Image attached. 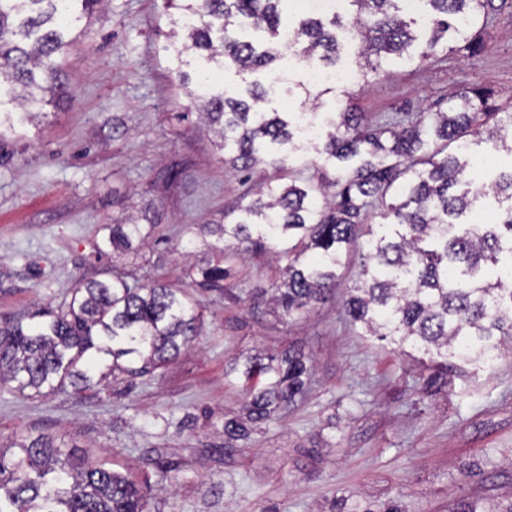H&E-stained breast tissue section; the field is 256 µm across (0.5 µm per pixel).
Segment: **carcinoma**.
Segmentation results:
<instances>
[{"label":"carcinoma","instance_id":"1","mask_svg":"<svg viewBox=\"0 0 512 512\" xmlns=\"http://www.w3.org/2000/svg\"><path fill=\"white\" fill-rule=\"evenodd\" d=\"M100 0H0V94L25 105L49 103L59 88L58 70L44 60L71 45L75 5ZM285 0H164L169 24L165 47L172 71L182 79L183 55L204 53L215 67L239 74H264L284 56L281 4ZM349 28L357 40L361 78L383 72L390 55L412 63L430 59L452 32L456 51L483 46L493 20L494 0H425L430 6L425 49L408 53L416 36L400 14L399 0H348ZM267 34L256 44L238 32L239 18ZM329 23L308 17L292 29V47L310 60L336 64L337 39ZM208 119L224 167L234 172L272 171L215 224L189 228L207 257L183 271L190 286L224 291L232 277V254H274L278 281L264 295L290 317L311 312L335 293L343 254L362 252L359 285L344 302L350 323L404 352H423L425 368L493 363L503 342L512 343V168L474 189L460 188L468 166L467 137L487 134L512 154V103H491L483 86L448 93V110L368 116L348 108L329 119L325 135L299 136L311 112H269V83L254 80L239 98L209 96L205 82L191 92ZM36 117L1 112L3 130ZM312 150L325 158L315 173L298 172L277 184L297 154ZM506 200L496 224L468 220L480 198ZM156 225L104 224L101 253L138 251ZM231 247L234 253L226 252ZM41 320L0 322V387L40 395L69 385L97 384L95 366L143 378L177 359L197 336L202 313L183 288L124 278L89 280L72 290L58 310ZM246 373L268 376L250 394L248 421L266 423L306 394L307 367L289 351L255 361ZM243 421L224 423V434L243 440ZM144 491L106 462L91 463L63 450L50 434L0 445V512H146Z\"/></svg>","mask_w":512,"mask_h":512}]
</instances>
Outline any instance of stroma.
Here are the masks:
<instances>
[{
	"label": "stroma",
	"mask_w": 512,
	"mask_h": 512,
	"mask_svg": "<svg viewBox=\"0 0 512 512\" xmlns=\"http://www.w3.org/2000/svg\"><path fill=\"white\" fill-rule=\"evenodd\" d=\"M163 0H99L58 63L60 87L38 124L0 135V317L56 308L79 281L122 273L184 287L186 225L210 224L246 183L224 168L198 120L189 80L207 65L189 52L180 83L164 46ZM286 72L282 112L372 115L435 108L449 89L490 87L512 99V0L486 49L409 63L389 56L368 85L330 84L309 102L302 67ZM468 180L512 167V154L472 138ZM156 225L136 253L97 250L101 225L128 217ZM360 270L350 252L339 286L311 313L193 291L203 323L193 348L128 388L125 375L81 393L21 395L0 389V442L51 433L153 487L148 512H479L512 503V352L493 366L422 369L417 354L360 335L343 303ZM270 255L236 261L234 292L270 287ZM294 349L311 368L307 395L248 440L224 441L244 416L250 361ZM176 482L164 486L158 464Z\"/></svg>",
	"instance_id": "obj_1"
}]
</instances>
